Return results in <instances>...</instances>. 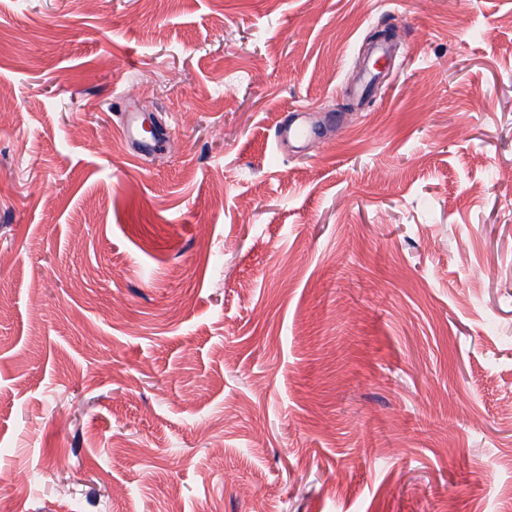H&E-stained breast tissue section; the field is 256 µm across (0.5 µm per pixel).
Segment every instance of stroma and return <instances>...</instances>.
<instances>
[{"mask_svg": "<svg viewBox=\"0 0 512 512\" xmlns=\"http://www.w3.org/2000/svg\"><path fill=\"white\" fill-rule=\"evenodd\" d=\"M0 266V512H512V0H0ZM124 132L129 139L136 141L139 149L143 153H151L163 146V140L157 136L144 138L141 136L145 118L139 112H133L129 109L124 113ZM276 138L282 141L295 140L308 142V144L318 140L311 129L291 121L281 123L276 130Z\"/></svg>", "mask_w": 512, "mask_h": 512, "instance_id": "1", "label": "stroma"}]
</instances>
